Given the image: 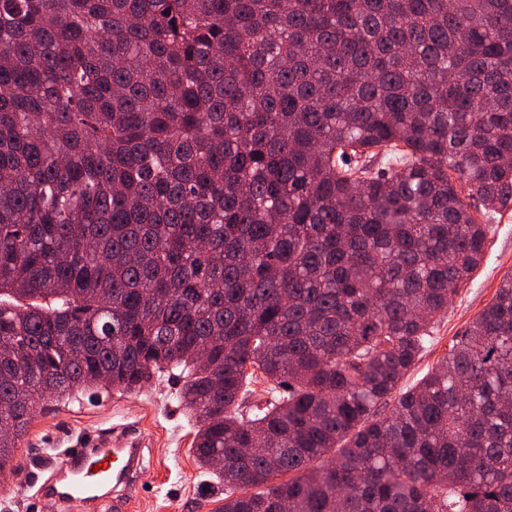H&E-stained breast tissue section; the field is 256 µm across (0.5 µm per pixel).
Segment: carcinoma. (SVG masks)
<instances>
[{
    "mask_svg": "<svg viewBox=\"0 0 512 512\" xmlns=\"http://www.w3.org/2000/svg\"><path fill=\"white\" fill-rule=\"evenodd\" d=\"M511 209L512 0H0V470L183 367L218 512H512ZM486 256L471 281L454 296L431 334L432 341L402 380L404 389L430 372L480 311L492 301L501 280L512 274V210L492 220Z\"/></svg>",
    "mask_w": 512,
    "mask_h": 512,
    "instance_id": "obj_1",
    "label": "carcinoma"
}]
</instances>
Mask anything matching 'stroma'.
<instances>
[{
	"instance_id": "1",
	"label": "stroma",
	"mask_w": 512,
	"mask_h": 512,
	"mask_svg": "<svg viewBox=\"0 0 512 512\" xmlns=\"http://www.w3.org/2000/svg\"><path fill=\"white\" fill-rule=\"evenodd\" d=\"M511 274L512 210L495 218L483 263L454 296L403 387L417 384L435 367ZM186 379V373L173 369L136 392L102 389L92 397L76 392L39 410L19 444L13 472L0 479V512H30L34 506L39 512H79L46 492L52 476L42 462L48 453L62 459L88 431L109 440L130 434L141 440L139 469L129 487L117 490L123 512H216L224 487L194 456L196 420L179 399Z\"/></svg>"
}]
</instances>
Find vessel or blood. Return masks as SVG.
Masks as SVG:
<instances>
[{"instance_id":"vessel-or-blood-1","label":"vessel or blood","mask_w":512,"mask_h":512,"mask_svg":"<svg viewBox=\"0 0 512 512\" xmlns=\"http://www.w3.org/2000/svg\"><path fill=\"white\" fill-rule=\"evenodd\" d=\"M139 455V440L128 437L122 447L109 448L99 434L81 435L57 469L59 498L73 505L99 500L102 488L123 483Z\"/></svg>"}]
</instances>
